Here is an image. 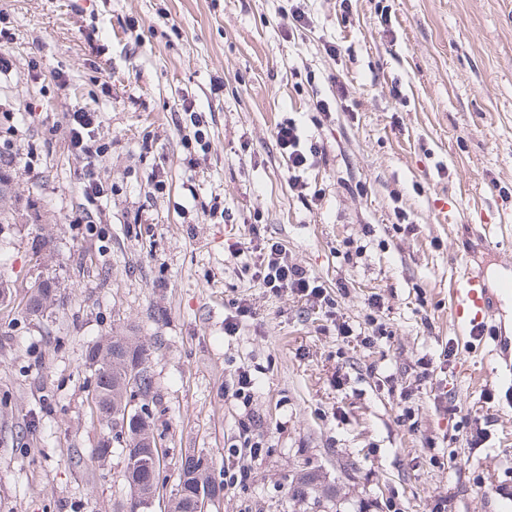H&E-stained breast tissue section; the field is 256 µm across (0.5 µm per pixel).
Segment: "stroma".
Returning <instances> with one entry per match:
<instances>
[{
	"label": "stroma",
	"instance_id": "35a3bbf8",
	"mask_svg": "<svg viewBox=\"0 0 512 512\" xmlns=\"http://www.w3.org/2000/svg\"><path fill=\"white\" fill-rule=\"evenodd\" d=\"M295 6L309 29L289 26ZM341 13L340 0H0L13 34L0 167L19 211L0 225V512H127L125 458L92 412L86 361L112 336L152 345L145 402L166 475L152 512L174 498L188 451L223 479L250 417L263 451L237 457L251 480L211 512H380L391 498L431 512L443 493L453 512H497L489 491L512 474V421L484 394L499 360L455 334L449 288L464 263L512 279V0H352L349 21ZM186 99L206 115L207 150L182 140ZM320 99L331 106L317 122ZM79 109L99 113L108 148L91 206L63 132ZM288 117L324 148L305 174L315 209L276 143ZM155 167L167 189L154 195ZM216 200L228 222L212 216ZM399 208L414 235L399 231ZM252 224L336 291L353 329L380 294L390 337L344 342L304 300L262 288L229 252ZM42 276L57 302L31 318L25 295ZM240 299L254 315L226 335ZM451 341L456 365L433 384L462 412L489 406L483 448L450 439L431 389L415 397L416 428L399 421L416 359ZM243 366L256 380L248 405L234 394ZM302 469L327 495L292 499Z\"/></svg>",
	"mask_w": 512,
	"mask_h": 512
}]
</instances>
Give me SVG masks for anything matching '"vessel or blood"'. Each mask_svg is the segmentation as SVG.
<instances>
[{"label":"vessel or blood","mask_w":512,"mask_h":512,"mask_svg":"<svg viewBox=\"0 0 512 512\" xmlns=\"http://www.w3.org/2000/svg\"><path fill=\"white\" fill-rule=\"evenodd\" d=\"M512 297V281L490 287L483 273L464 268L450 290V307L456 331L480 343L492 344L506 361L496 371V384L512 409V342L502 334L497 319L503 297Z\"/></svg>","instance_id":"vessel-or-blood-1"}]
</instances>
